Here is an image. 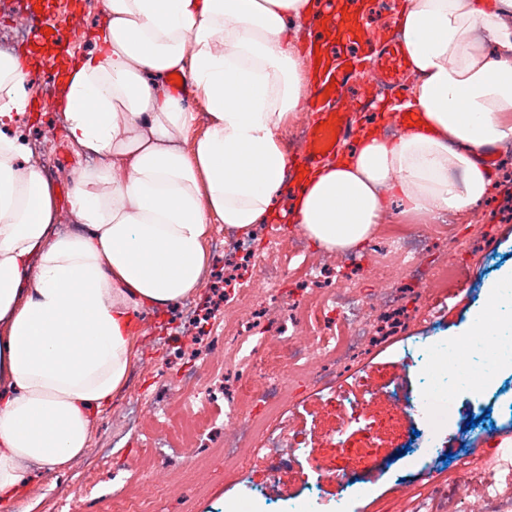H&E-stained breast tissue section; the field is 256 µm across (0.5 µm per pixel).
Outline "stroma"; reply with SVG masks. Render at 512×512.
<instances>
[{"mask_svg":"<svg viewBox=\"0 0 512 512\" xmlns=\"http://www.w3.org/2000/svg\"><path fill=\"white\" fill-rule=\"evenodd\" d=\"M69 10L80 18L81 27L68 50L28 42L13 47L14 52H28L39 63L28 79L38 109L20 132L50 181L55 178L59 156H67L70 170L79 167L77 151L64 133L66 122L59 103L67 72L92 49L91 32L103 21L98 0H69ZM499 162L494 186L482 207V223H472L467 214L456 215L448 227L447 247L429 253L430 260L446 257L461 267L462 283L438 301L415 292L408 294L397 303L405 316L396 321L386 308L372 305L370 321L374 327H388V339L373 347L354 372L337 381V398L304 384L298 387L295 401L285 406L280 426L300 435L304 453L273 475L267 469L261 441H254L255 451L243 476L233 481L225 478L224 458L216 449H166L170 469L189 473L201 463L207 479L191 498L157 499L154 512H230L233 504L248 500L256 502L260 512H288L289 502L311 491L321 499L319 512H336L340 497L348 512H416L418 502L433 500L437 487L454 488L457 459L480 454L490 435L512 438V369H505L481 393L458 392L456 421L444 433L445 454L435 463L410 456L400 440L417 424L406 403L423 387L425 372L420 359L426 355L428 343L461 336L488 306L491 285H502L503 273L512 269V149L502 150ZM414 232L432 237L436 229L423 221L398 219L392 212L382 232L359 251L328 252L311 242L306 248L322 266L333 270L337 287L370 298L376 292V282L369 279L368 271L377 253L402 250L404 237ZM223 281L224 256L215 252L193 299L162 317H149L144 328L134 331L125 391L97 418L86 448L69 462L65 472L46 471L32 482L24 502L29 512H58L64 499L71 502L73 512H110L114 494L141 483L139 450L155 430L147 422L139 432H128L120 415L127 403L135 402L145 414L163 417L172 401L174 377L194 363L193 355L181 353L179 339L185 335L193 311L206 310L215 318L223 317ZM350 404L362 413L359 423L349 424L344 419ZM365 444L372 452L357 463L353 483L343 485L329 478V471L341 464L347 449ZM102 448L109 449V461L100 458ZM88 472L97 475L99 484L85 497L81 484Z\"/></svg>","mask_w":512,"mask_h":512,"instance_id":"stroma-1","label":"stroma"}]
</instances>
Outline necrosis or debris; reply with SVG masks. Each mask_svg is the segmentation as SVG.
Wrapping results in <instances>:
<instances>
[{
    "mask_svg": "<svg viewBox=\"0 0 512 512\" xmlns=\"http://www.w3.org/2000/svg\"><path fill=\"white\" fill-rule=\"evenodd\" d=\"M210 246L213 251L227 253L235 265L258 268L260 274L237 289L234 298L243 308L236 312L234 322L225 323L223 335L209 337L205 370L194 369L181 376L176 399L178 417L162 424L157 441L141 452L147 481L135 494L113 498L112 512H143L155 492L149 476L166 466L160 450L168 440L178 439L190 448L200 446L219 424L224 427L227 469H238L250 455L252 441L258 438L271 457V473H278L287 457L299 452L301 446L295 438L283 442L272 428L283 404L292 397L287 377L298 376L323 389L335 388L338 376L350 371L372 345L365 303L351 292L315 290L317 267L306 258L301 240H290L276 232L266 247L256 248L217 234ZM424 250V242H417L407 256L410 281L437 295L457 288L459 268L446 260L425 268ZM300 274L306 276L312 289L296 297L288 293L287 286ZM254 293L291 307L295 312L292 329L268 324L258 336L244 330V323L254 312L246 300ZM507 365L512 366V341L502 343L492 336H462L432 349L426 365L432 381L419 400L426 433L413 441L419 457L436 460L434 438L454 424L457 391L486 389ZM209 371L234 377L230 393L224 396V419L220 422L210 410L205 377ZM460 470L464 477L454 488V501L463 504V512H512L511 449L494 447L465 456ZM477 473L482 475L483 484L475 492L469 478Z\"/></svg>",
    "mask_w": 512,
    "mask_h": 512,
    "instance_id": "4bbe7bcc",
    "label": "necrosis or debris"
}]
</instances>
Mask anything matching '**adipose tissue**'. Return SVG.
I'll return each mask as SVG.
<instances>
[{
	"mask_svg": "<svg viewBox=\"0 0 512 512\" xmlns=\"http://www.w3.org/2000/svg\"><path fill=\"white\" fill-rule=\"evenodd\" d=\"M94 49L67 79V137L87 158L68 197L83 231L51 236L54 187L9 136L32 99L22 58L0 53V506L62 470L123 389L133 327L195 295L208 227L251 236L277 218L318 247L353 252L391 204L420 220L482 204L512 142V0H404L399 33L420 126L366 128L309 172L288 211L281 134L310 82L292 27L317 0H101ZM208 107L191 152L169 146ZM126 171L112 176L113 167ZM185 97L187 98L190 108L195 113V122L187 131H174L170 138L169 145L184 152H189L195 140L206 132L210 119L206 103L202 98L195 96L191 92H189V97ZM201 114H205L207 117L204 124L201 121Z\"/></svg>",
	"mask_w": 512,
	"mask_h": 512,
	"instance_id": "obj_1",
	"label": "adipose tissue"
}]
</instances>
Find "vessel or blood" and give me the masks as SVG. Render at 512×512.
<instances>
[{"label":"vessel or blood","mask_w":512,"mask_h":512,"mask_svg":"<svg viewBox=\"0 0 512 512\" xmlns=\"http://www.w3.org/2000/svg\"><path fill=\"white\" fill-rule=\"evenodd\" d=\"M324 9L311 17L306 34L307 47L318 48L324 63L322 74L309 89L308 111L317 113L318 120L304 130L300 147L303 160L314 161L325 154L335 153L337 142L353 137L349 109L372 112L376 99L364 96L349 100L348 92L357 82V73L350 64L353 55L363 53L371 58L380 92L394 94L407 84L408 60L402 44L390 29L378 36H370L364 29L358 10L352 9V0H321ZM350 12H343V5Z\"/></svg>","instance_id":"b4317fda"}]
</instances>
